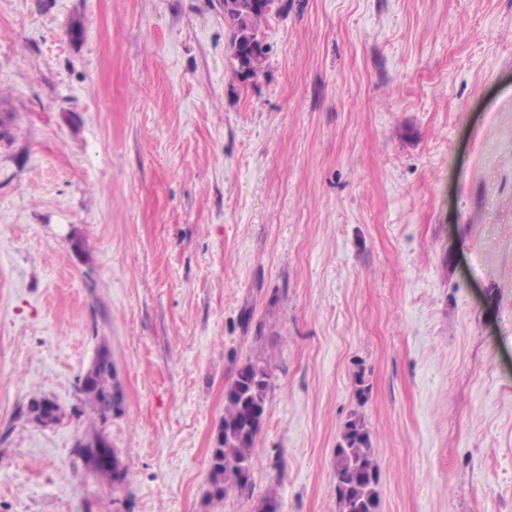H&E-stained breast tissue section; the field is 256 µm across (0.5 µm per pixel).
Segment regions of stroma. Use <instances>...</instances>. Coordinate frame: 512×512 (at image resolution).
Listing matches in <instances>:
<instances>
[{"label": "stroma", "instance_id": "35a3bbf8", "mask_svg": "<svg viewBox=\"0 0 512 512\" xmlns=\"http://www.w3.org/2000/svg\"><path fill=\"white\" fill-rule=\"evenodd\" d=\"M280 6L244 82L219 0H0V512H203L248 357L215 512H336L354 412L381 512H512V0ZM104 344L114 487L75 452ZM271 375L263 359L247 358L236 368L224 389V418L210 450L209 489L205 511L224 501L230 492L249 486L256 440L267 413ZM25 413L37 423H40L45 417H53L56 422L62 417L59 405L51 398L42 395L31 396L27 402Z\"/></svg>", "mask_w": 512, "mask_h": 512}]
</instances>
